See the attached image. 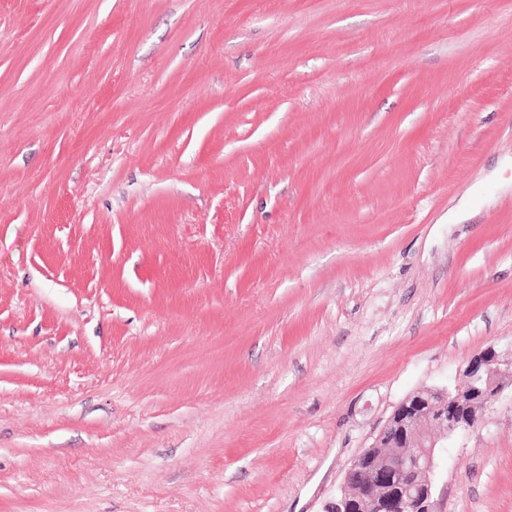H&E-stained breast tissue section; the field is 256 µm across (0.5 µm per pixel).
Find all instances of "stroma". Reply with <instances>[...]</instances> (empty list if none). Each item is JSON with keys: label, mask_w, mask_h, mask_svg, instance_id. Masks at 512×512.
I'll return each mask as SVG.
<instances>
[{"label": "stroma", "mask_w": 512, "mask_h": 512, "mask_svg": "<svg viewBox=\"0 0 512 512\" xmlns=\"http://www.w3.org/2000/svg\"><path fill=\"white\" fill-rule=\"evenodd\" d=\"M512 351V0H0V512H324ZM435 512H512V392Z\"/></svg>", "instance_id": "stroma-1"}]
</instances>
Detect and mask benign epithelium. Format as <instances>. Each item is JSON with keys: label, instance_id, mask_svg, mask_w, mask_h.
Masks as SVG:
<instances>
[{"label": "benign epithelium", "instance_id": "obj_1", "mask_svg": "<svg viewBox=\"0 0 512 512\" xmlns=\"http://www.w3.org/2000/svg\"><path fill=\"white\" fill-rule=\"evenodd\" d=\"M512 382V355L490 345L452 389L421 387L394 408L370 446L351 461L345 488L327 512H434L438 441L476 426Z\"/></svg>", "mask_w": 512, "mask_h": 512}]
</instances>
